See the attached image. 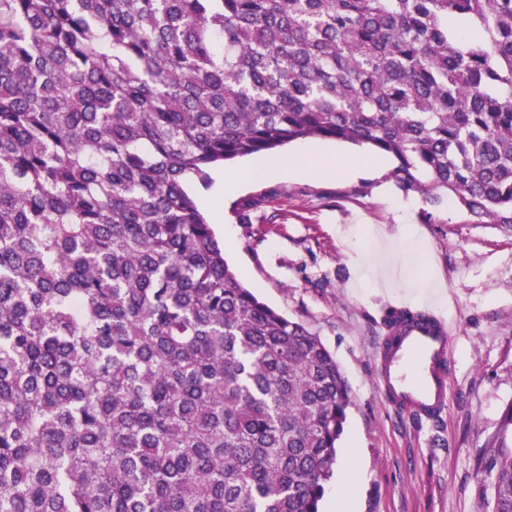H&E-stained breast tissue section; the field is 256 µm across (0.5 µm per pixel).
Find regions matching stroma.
I'll return each mask as SVG.
<instances>
[{
    "label": "stroma",
    "instance_id": "obj_1",
    "mask_svg": "<svg viewBox=\"0 0 512 512\" xmlns=\"http://www.w3.org/2000/svg\"><path fill=\"white\" fill-rule=\"evenodd\" d=\"M356 177L261 174L224 195L215 225L242 282L307 326L348 379V412L321 512H476L477 454L512 406V231L474 222L455 199L432 208L386 175L396 161L323 141ZM257 199L250 223L242 203ZM450 327L448 404L419 419L384 398L389 309Z\"/></svg>",
    "mask_w": 512,
    "mask_h": 512
}]
</instances>
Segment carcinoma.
Segmentation results:
<instances>
[{"instance_id":"1","label":"carcinoma","mask_w":512,"mask_h":512,"mask_svg":"<svg viewBox=\"0 0 512 512\" xmlns=\"http://www.w3.org/2000/svg\"><path fill=\"white\" fill-rule=\"evenodd\" d=\"M308 138L511 229L512 0H0V512H320L350 387L185 188Z\"/></svg>"}]
</instances>
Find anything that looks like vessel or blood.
Segmentation results:
<instances>
[{
    "instance_id": "1",
    "label": "vessel or blood",
    "mask_w": 512,
    "mask_h": 512,
    "mask_svg": "<svg viewBox=\"0 0 512 512\" xmlns=\"http://www.w3.org/2000/svg\"><path fill=\"white\" fill-rule=\"evenodd\" d=\"M448 326L435 318L400 327L383 351L385 398L415 416L431 418L447 399Z\"/></svg>"
}]
</instances>
